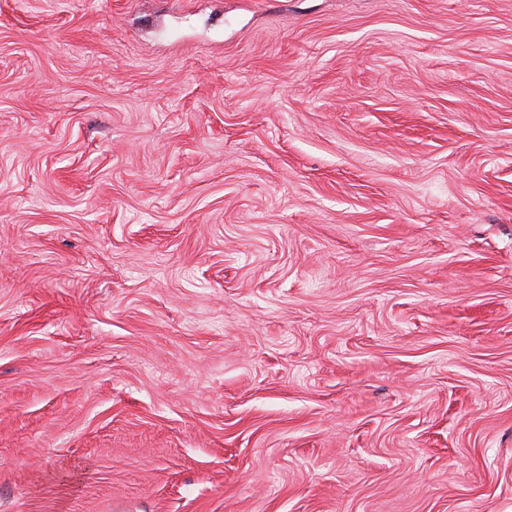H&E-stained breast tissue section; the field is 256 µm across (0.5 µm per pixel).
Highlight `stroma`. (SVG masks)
Here are the masks:
<instances>
[{"label": "stroma", "instance_id": "35a3bbf8", "mask_svg": "<svg viewBox=\"0 0 512 512\" xmlns=\"http://www.w3.org/2000/svg\"><path fill=\"white\" fill-rule=\"evenodd\" d=\"M0 512H512V0H0Z\"/></svg>", "mask_w": 512, "mask_h": 512}]
</instances>
